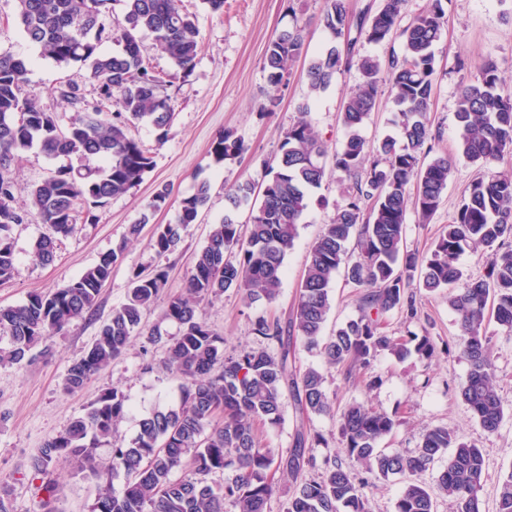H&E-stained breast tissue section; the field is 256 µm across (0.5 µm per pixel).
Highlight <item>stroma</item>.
<instances>
[{"label": "stroma", "instance_id": "obj_1", "mask_svg": "<svg viewBox=\"0 0 512 512\" xmlns=\"http://www.w3.org/2000/svg\"><path fill=\"white\" fill-rule=\"evenodd\" d=\"M178 5L195 18L199 28L196 65L185 74L157 51H149L147 61L163 76L175 102V116L162 143L157 142L151 125L140 123L130 129L131 136L152 156L154 167L129 192L83 213L74 232L57 240L52 263H40L33 255L35 241L50 228L30 208L29 195L33 185L50 172L80 166L82 160L75 154L50 157L35 146L12 166L13 205L23 213L24 222L13 229L17 264L12 279L0 284V307L18 306L30 293L66 285L93 266L100 255L116 247H123L124 252L113 265L93 314L72 322L51 339L48 347L34 348L30 361L0 362V485L9 490L10 512H41V486L47 482L56 488L54 512H89L96 494L95 478L77 473L65 460L54 464L48 474L38 475L31 468L32 460L48 439L86 412L102 391L119 389L131 405L112 434L113 442L119 444L135 437L144 416L178 407L181 381L166 371V348L162 343H152L147 331L157 326L165 339L177 336L178 325L163 317L166 299L183 292L194 254L205 246L212 224L224 216L227 193L237 185H258L266 180L270 166L277 162L285 131L299 118H306L330 150L340 149L345 141L339 108L359 82V71L353 68L337 73L330 86L313 98L308 95L305 80L309 60L328 43L320 22L323 0H224L219 12L211 11L203 0H178ZM442 5L445 23L435 47L438 65L430 107L434 134L430 155L448 157L452 169L441 204L429 223H422L415 209L407 211L404 246L422 255L430 252L465 189L482 174L459 152L455 110L461 86L469 82L476 65L486 57L495 61L500 76L512 86V0H442ZM296 24L305 29L303 53L293 63L287 82L271 86L262 69L266 46L281 30ZM0 50L28 60L21 96L54 113L60 126H67L75 114L58 93L61 85L78 87L87 102L100 98L99 87L86 68L57 65L26 39L14 19V0H0ZM271 98L277 99V107L271 112L262 111V104ZM226 132L243 142L244 151L218 164L211 147ZM203 181L210 185L208 204L196 223L184 229L179 249L168 255L158 254L154 247L156 225L174 222L182 198ZM163 186L170 190L166 206L154 213L149 224H142L148 202ZM340 201L339 176L332 172L309 201L294 247L285 260L276 301H260L248 307L236 291L229 290L202 303V317L223 336L225 353L261 347L274 350V343L254 335L253 325L262 317L283 322L289 319L312 245L325 224L332 222ZM136 223L141 224V233L129 238V227ZM159 269L166 271L167 283L162 297L143 316L145 333L133 336L123 354L86 389L66 392L63 380L68 367L88 349L113 309L125 302L133 274ZM362 294V289L345 277L337 278L326 332L357 316ZM416 301L417 319H407L394 310L385 315L384 327L389 335L397 337L430 336L436 346L432 359L413 354L399 361L382 354L368 367L348 374L328 366L318 350L297 348V369L314 368L324 375L325 389L336 410L311 416L300 424L293 409H286L280 426L260 427V439L264 445L284 452L291 448L295 429L300 426L305 432L323 437V444L315 450L317 457L344 459L338 412L355 401L396 414L397 427L381 441L382 448L389 451L413 450L427 431L445 426L459 441L481 448L485 474L480 510L497 512L498 485L512 471V334L496 325L491 328L489 351L503 418L498 430L489 433L458 394L470 366L458 354L459 327L448 305L447 291L430 293L421 289ZM371 379L376 382L372 389L366 386Z\"/></svg>", "mask_w": 512, "mask_h": 512}]
</instances>
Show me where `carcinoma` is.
Masks as SVG:
<instances>
[{"instance_id": "1", "label": "carcinoma", "mask_w": 512, "mask_h": 512, "mask_svg": "<svg viewBox=\"0 0 512 512\" xmlns=\"http://www.w3.org/2000/svg\"><path fill=\"white\" fill-rule=\"evenodd\" d=\"M123 22L103 21L110 0H15L16 17L26 38L57 64H80L99 84L100 99L87 103L75 86L59 90L75 108L62 128L55 115L20 97L28 63L0 51V282L12 278L16 255L13 228L24 216L13 206L12 162L33 145L48 156L78 154L97 161L83 169H58L35 184L30 206L39 212L51 233L38 238L34 254L42 263L54 260L56 239L70 235L83 210L139 185L154 166L134 139L130 127L148 123L163 144L174 117V103L163 78L149 67L144 35L153 47L183 73L192 71L199 54V31L192 16L176 0H124ZM406 0H382L374 12L356 17L348 0H323L321 24L344 47L328 45L305 71L310 93L317 95L335 74L357 67L359 83L344 100L340 119L347 131L342 148L333 153V168L348 184L343 203L314 242L300 283L296 307L286 324L260 319L253 333L278 344V351L243 350L224 355V338L199 316L200 303L229 289L245 304L271 303L280 294L284 263L294 246L298 226L308 208L309 194L327 176L328 149L310 123L300 119L284 133L277 166L256 188L236 186L226 199L224 219L211 227L207 244L196 253L186 276L185 292L171 297L164 318L180 326L168 346V369L182 380L181 402L175 409L157 410L139 422L135 437L115 444L107 457L99 449L110 443L112 428L128 412L127 396L116 388L101 392L89 409L73 418L47 441L32 468L47 473L60 457L79 473L102 480L90 512H224V502L236 512H268L276 492V474L297 477L315 467L319 435L296 433L285 453L261 444L256 423L276 426L293 402L302 416L327 414L332 403L324 376L309 368L296 373L288 362L297 342L320 349L336 367L367 366L386 352L401 361L410 353L435 352L426 336L402 339L383 331L382 317L399 310L417 315L410 288L428 292L447 288L460 278L455 265L459 252L471 245L497 249L485 275L448 292L461 332L460 354L470 364L459 395L487 432L498 429L503 410L494 384L488 327L496 323L512 331V88L505 86L493 62L484 60L477 75L462 87L455 116L460 153L467 161L490 169L506 166L467 187L461 203L430 255L403 248L408 205L426 223L439 208L448 186L451 161L422 160L432 139L429 110L434 95L437 60L434 45L442 31V0L409 24L399 27ZM402 39L404 54L382 67L374 57H356L360 40L380 43ZM116 42L115 53L101 51ZM302 29L279 32L267 45L262 69L268 82L288 80L301 54ZM395 106L394 123L400 139H384L376 157L368 160L361 130L374 112L383 89ZM243 143L226 133L216 139V162L240 156ZM210 185L201 182L182 199L177 221L159 225L155 247L160 254L178 250L181 229L197 221L208 203ZM249 208V221L239 224L238 212ZM358 237L360 250L349 254L347 244ZM123 247L101 255L97 263L62 288L29 294L25 303L0 308V359L20 364L38 344L48 341L74 320L94 310L103 285ZM365 289L356 318L335 334L322 336L331 308V289L339 272ZM164 270L133 275L126 302L112 311L87 351L69 366L63 381L67 392L86 388L94 377L120 357L131 338L143 331V315L165 287ZM396 424L395 416L353 403L339 419L340 442L349 458L363 467L360 477L326 456L318 480L296 485L286 512H368L363 488L372 480L404 476L395 512H433L429 490L415 479L436 457L454 452L437 478L439 490L453 502L455 512H480L479 492L484 475L482 450L455 440L446 428L428 431L418 448L385 452L378 448ZM183 469L189 473L174 478ZM224 482L209 480L213 474ZM125 476L120 491L112 480ZM498 512H512V473L499 484Z\"/></svg>"}]
</instances>
